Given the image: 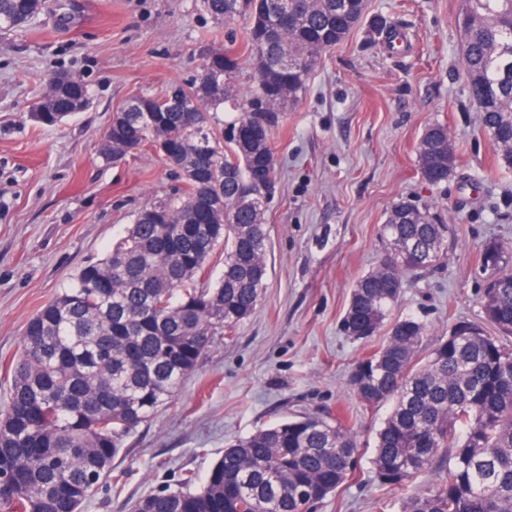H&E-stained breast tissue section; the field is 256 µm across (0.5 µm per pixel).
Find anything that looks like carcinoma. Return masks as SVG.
<instances>
[{"mask_svg":"<svg viewBox=\"0 0 512 512\" xmlns=\"http://www.w3.org/2000/svg\"><path fill=\"white\" fill-rule=\"evenodd\" d=\"M217 22L248 9L246 49L256 86L241 100L239 56L212 49L199 79L163 97L138 94L114 116L100 154L120 162L152 148L184 182L181 194L134 216L105 256L27 321L9 361L12 384L0 413V512H80L101 484L121 488L112 461L123 438L171 403L216 336H231L259 305L267 265L265 212L243 202L258 177L268 191L276 171L271 143L248 151L235 133L250 121L275 124L279 106L296 99L322 54L363 18L366 0H299L297 20L266 40L272 16L257 0H200ZM59 0H0V18L15 32ZM463 70L472 108L499 163L512 168V0H462ZM91 104L87 86L57 71L32 104L30 117L53 126ZM236 112L224 139L211 124ZM184 144L178 157L160 144ZM419 170L431 185L457 167L448 126L435 123L417 145ZM378 265L354 285L343 328L385 341L351 368L347 383L366 407L391 403L376 434L371 465L384 488L408 487L422 473L435 481L400 502L399 512H512V269L490 265L512 246L483 245L482 320H457L446 336L428 338L417 316L390 319L407 275L440 266L452 229L426 205L400 200L381 224ZM224 246V271L197 286L213 250ZM360 442L339 417L285 419L224 450L201 485L186 473L177 490H156L129 512H310L345 484Z\"/></svg>","mask_w":512,"mask_h":512,"instance_id":"carcinoma-1","label":"carcinoma"}]
</instances>
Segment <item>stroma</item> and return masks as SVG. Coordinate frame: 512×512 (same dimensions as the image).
Returning a JSON list of instances; mask_svg holds the SVG:
<instances>
[{
	"label": "stroma",
	"instance_id": "35a3bbf8",
	"mask_svg": "<svg viewBox=\"0 0 512 512\" xmlns=\"http://www.w3.org/2000/svg\"><path fill=\"white\" fill-rule=\"evenodd\" d=\"M461 0H368L363 21L323 54L304 89L280 109L277 172L266 206L263 298L234 339L215 337L176 399L124 437L113 467L122 493L100 486L81 512H129V503L183 470L206 474L231 441L305 412L343 415L373 439L389 405L365 407L347 375L374 342L341 329L351 290L382 255L378 234L393 203L428 205L453 230L448 257L405 288L396 314L447 335L478 319L483 243L512 244V169L496 164L462 76ZM396 21L388 48L375 17ZM248 16L219 24L197 0H81L68 24L46 13L0 33V358L17 352L30 316L102 258L134 215L182 182L154 152L118 164L99 153L116 109L139 93L189 84L206 50L239 52L241 96L255 85L244 52ZM65 70L88 85L90 107L54 126L30 106ZM446 123L457 170L432 186L419 172L425 128ZM408 489H384L368 459L312 512H379Z\"/></svg>",
	"mask_w": 512,
	"mask_h": 512
}]
</instances>
